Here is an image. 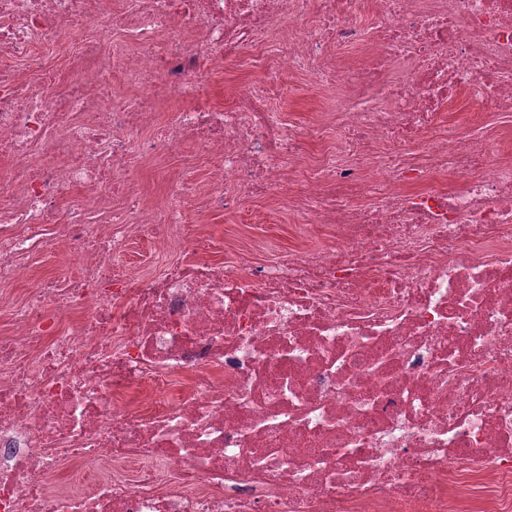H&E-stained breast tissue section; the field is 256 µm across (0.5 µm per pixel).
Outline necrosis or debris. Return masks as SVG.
I'll return each instance as SVG.
<instances>
[{
  "mask_svg": "<svg viewBox=\"0 0 512 512\" xmlns=\"http://www.w3.org/2000/svg\"><path fill=\"white\" fill-rule=\"evenodd\" d=\"M242 57L260 82L215 104ZM288 76L320 120L283 123ZM484 110L512 112V0H0V512H512V132L469 134ZM186 146L208 182L135 193ZM280 199L326 243L216 260L210 214ZM177 163H191L196 167L202 181L209 178V161L199 156L196 151L189 149L178 157H161L146 164L141 174L140 189L152 198L159 197L164 189L161 172ZM54 254H49L39 264L30 267L23 275L9 285L14 293L19 294L26 284L34 277L41 275H50L56 272V262Z\"/></svg>",
  "mask_w": 512,
  "mask_h": 512,
  "instance_id": "1",
  "label": "necrosis or debris"
}]
</instances>
